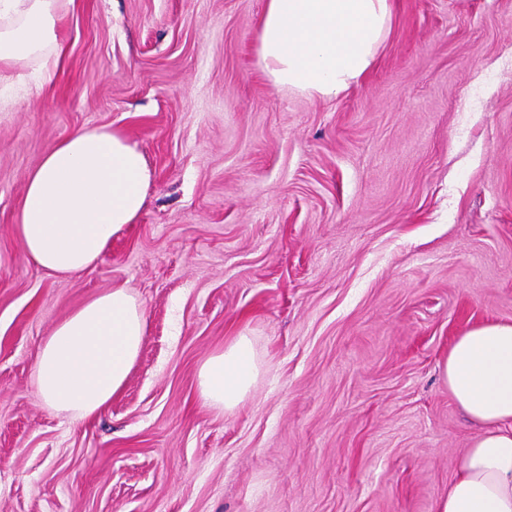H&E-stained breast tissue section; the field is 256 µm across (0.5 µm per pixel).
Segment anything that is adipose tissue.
I'll list each match as a JSON object with an SVG mask.
<instances>
[{"mask_svg":"<svg viewBox=\"0 0 512 512\" xmlns=\"http://www.w3.org/2000/svg\"><path fill=\"white\" fill-rule=\"evenodd\" d=\"M64 0H0V71L40 59L41 79L57 67ZM392 0H265L257 56L272 85L334 97L375 60L390 28ZM153 172L129 136L86 127L53 145L28 174L17 235L26 254L60 277L93 266L141 214ZM146 316L128 288L91 298L43 343L34 385L51 407L84 421L123 387L145 335ZM440 375L480 431L437 512H512V324H485L457 336ZM260 365L248 337L208 357L198 374L205 404L235 410Z\"/></svg>","mask_w":512,"mask_h":512,"instance_id":"1","label":"adipose tissue"}]
</instances>
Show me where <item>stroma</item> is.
Wrapping results in <instances>:
<instances>
[{
	"label": "stroma",
	"instance_id": "stroma-1",
	"mask_svg": "<svg viewBox=\"0 0 512 512\" xmlns=\"http://www.w3.org/2000/svg\"><path fill=\"white\" fill-rule=\"evenodd\" d=\"M264 0H72L49 83L0 82V512H436L477 429L438 369L512 324V0H393L370 70L333 99L276 89ZM122 129L154 184L68 278L15 232L28 173ZM122 285L147 333L77 423L34 385L57 323ZM262 364L233 412L202 363ZM260 365L248 336H237L224 351L208 357L198 374L200 397L205 404L235 410L250 394Z\"/></svg>",
	"mask_w": 512,
	"mask_h": 512
}]
</instances>
